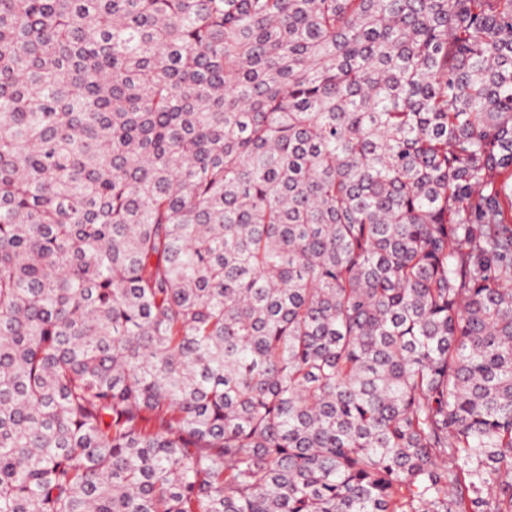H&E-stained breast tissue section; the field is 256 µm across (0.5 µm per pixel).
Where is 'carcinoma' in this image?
I'll return each instance as SVG.
<instances>
[{
  "instance_id": "cac0c4a2",
  "label": "carcinoma",
  "mask_w": 512,
  "mask_h": 512,
  "mask_svg": "<svg viewBox=\"0 0 512 512\" xmlns=\"http://www.w3.org/2000/svg\"><path fill=\"white\" fill-rule=\"evenodd\" d=\"M0 512H512V0H0Z\"/></svg>"
}]
</instances>
